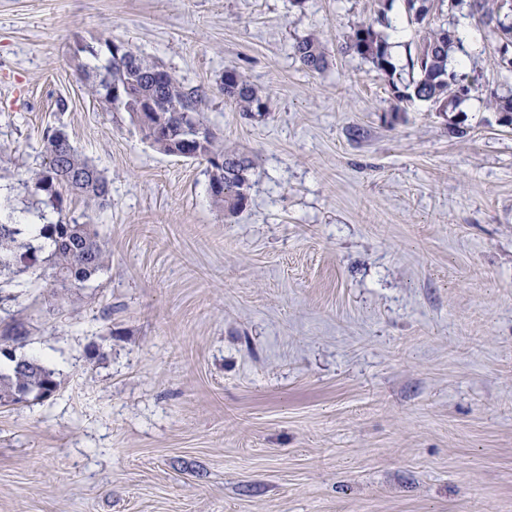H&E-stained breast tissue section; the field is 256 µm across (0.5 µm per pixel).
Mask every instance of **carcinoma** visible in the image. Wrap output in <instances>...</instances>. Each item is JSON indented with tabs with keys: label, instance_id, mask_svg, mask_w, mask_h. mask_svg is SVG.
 Segmentation results:
<instances>
[{
	"label": "carcinoma",
	"instance_id": "carcinoma-1",
	"mask_svg": "<svg viewBox=\"0 0 512 512\" xmlns=\"http://www.w3.org/2000/svg\"><path fill=\"white\" fill-rule=\"evenodd\" d=\"M381 7L373 22L354 28L341 50L354 53L371 60L376 69L385 76H392L395 66L392 63L391 45L382 31L376 26H389L387 16L388 0H380ZM466 5L471 15L486 19L487 23H496L501 33L500 40L512 41V24L501 20L503 3L499 0H448V12ZM406 15L411 22L426 29L422 41L415 52L408 54L407 67L412 80L400 88L393 86V95L399 102L417 99L434 104L448 93V82L462 84L466 76L457 74L448 68L450 54L454 50H463L461 40L452 35L445 27L431 28L427 22L430 8L419 0H403ZM108 54L118 51L126 56V62L118 64L113 59L102 67L89 68L78 64V69L87 80V92L110 105L109 89L114 84H128L133 87L137 97L131 100L127 111H137L139 98L153 103L152 112L163 121L161 136L156 138L155 146L167 154L172 151L169 141L181 139L182 132L175 123L178 109L190 103L197 112H203V105L209 96V90L203 86H187L174 75L162 69L154 61L132 50L120 40L108 39L105 43ZM295 55L305 69L316 72L325 67L326 59L319 42L311 37L302 39L294 46ZM218 91L225 98L235 101L239 108L249 115L266 109L265 99L236 69H227L218 85ZM489 108L503 114L506 123L512 125V95L492 94L486 99ZM204 129V144L199 146L194 159L212 164L218 157H235L246 163L239 174L225 178L224 194L213 196L216 204L224 210L233 212L244 204L241 189L248 182L247 173L252 168V160L235 152L216 148L212 132ZM48 158V166L31 175L34 189L48 195L53 201L55 186L61 185L98 210L104 209L109 201L110 187L107 178L73 146L70 139L61 130L46 134L43 144ZM33 232L49 241L50 252L47 256L51 285L64 291H72L85 286L93 280L109 261V254L91 224H43L33 228ZM22 229L16 224L0 223V272L11 269L20 259L18 255V237ZM0 355L13 362L11 372L0 371V396L8 397L19 389L34 398L48 397V384L54 382V371L35 358H24L16 362L15 350L9 346H0Z\"/></svg>",
	"mask_w": 512,
	"mask_h": 512
}]
</instances>
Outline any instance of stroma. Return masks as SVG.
<instances>
[{"label": "stroma", "instance_id": "obj_1", "mask_svg": "<svg viewBox=\"0 0 512 512\" xmlns=\"http://www.w3.org/2000/svg\"><path fill=\"white\" fill-rule=\"evenodd\" d=\"M378 8L0 0V223L93 224L110 254L73 296L43 251L0 273V344L58 382L0 406V512H512V126L485 103L512 72L494 26L436 0L478 89L396 104L423 36L400 0L393 78L341 50ZM110 37L210 89L216 146L254 161L241 211L88 95L76 50L107 59ZM228 68L266 111L216 93ZM55 128L109 180L105 210L35 191ZM295 55L305 69L316 72L325 67L326 59L324 52L317 40L305 38L294 46Z\"/></svg>", "mask_w": 512, "mask_h": 512}]
</instances>
